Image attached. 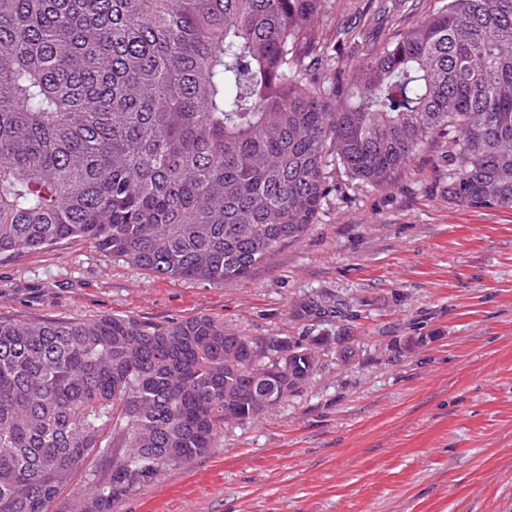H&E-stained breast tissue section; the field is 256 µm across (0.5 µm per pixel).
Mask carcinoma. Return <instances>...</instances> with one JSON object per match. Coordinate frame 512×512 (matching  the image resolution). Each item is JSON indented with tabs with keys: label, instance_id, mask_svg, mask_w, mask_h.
Instances as JSON below:
<instances>
[{
	"label": "carcinoma",
	"instance_id": "cac0c4a2",
	"mask_svg": "<svg viewBox=\"0 0 512 512\" xmlns=\"http://www.w3.org/2000/svg\"><path fill=\"white\" fill-rule=\"evenodd\" d=\"M331 5L0 0V256L79 237L238 282L309 231L330 161L394 185L438 136L448 200L512 209V0H447L342 91L317 71ZM326 342L210 316L0 321V512H114L306 385Z\"/></svg>",
	"mask_w": 512,
	"mask_h": 512
}]
</instances>
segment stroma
<instances>
[{"label": "stroma", "instance_id": "stroma-1", "mask_svg": "<svg viewBox=\"0 0 512 512\" xmlns=\"http://www.w3.org/2000/svg\"><path fill=\"white\" fill-rule=\"evenodd\" d=\"M445 0H335L375 40ZM435 138L394 186L329 169L315 225L247 279H164L76 238L0 259V320L211 316L245 335L345 336L299 392L164 469L115 512H512V210L448 201Z\"/></svg>", "mask_w": 512, "mask_h": 512}]
</instances>
